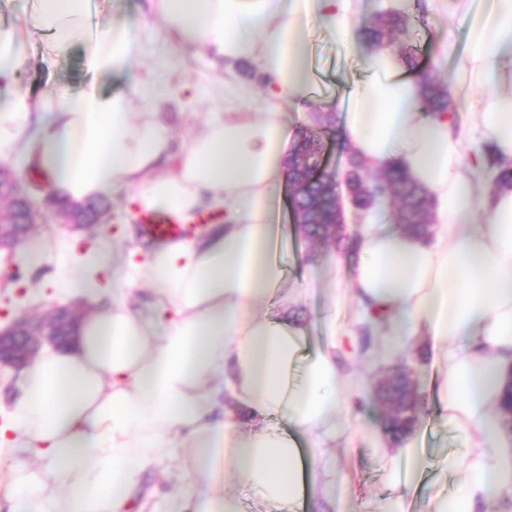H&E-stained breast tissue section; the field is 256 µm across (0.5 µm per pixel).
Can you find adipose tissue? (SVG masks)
I'll return each mask as SVG.
<instances>
[{"label": "adipose tissue", "mask_w": 512, "mask_h": 512, "mask_svg": "<svg viewBox=\"0 0 512 512\" xmlns=\"http://www.w3.org/2000/svg\"><path fill=\"white\" fill-rule=\"evenodd\" d=\"M459 4L466 31L456 71L484 92L466 130L419 112L418 80L389 50L368 55L371 76L344 108L346 145L376 165L400 161L433 194L442 226L431 245L368 226L348 273L393 350L421 334L441 355L437 396L465 440L444 466L464 478L461 495L436 499L434 512L512 498V439L498 414L512 369V189L474 192L476 180L496 174L488 153L512 161V0ZM362 9L363 0H144L136 17L93 29L89 0H32L24 21L48 33L47 54L81 43L93 72L132 80L125 92L91 83L36 109L13 83L28 57L15 34H0V159L39 168L50 193L71 202L123 193L138 213L171 212L184 224L205 207L224 212L198 239L131 250L117 265L92 252L85 274L59 275L64 297L95 300V272L111 269L125 286H150L153 300L143 310L99 308L73 346L44 350L21 370L0 448L36 464H10L1 493L9 512H130L142 473L185 448L194 464L170 470L169 512H240L224 491L228 473L282 512L332 493L323 446L343 425L349 391L336 348L303 356L304 329L269 320L259 303L286 281L275 204L288 178L287 109L309 97L314 80L308 29L321 24L358 49ZM178 48L249 62L266 82L259 89L221 73L193 88L223 109L206 113L170 169L160 109ZM257 97L264 111H248ZM476 212L483 223L456 230ZM242 407L253 420L247 430ZM274 416L288 430L269 427ZM297 430L311 440L309 456Z\"/></svg>", "instance_id": "obj_1"}]
</instances>
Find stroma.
<instances>
[{"label":"stroma","mask_w":512,"mask_h":512,"mask_svg":"<svg viewBox=\"0 0 512 512\" xmlns=\"http://www.w3.org/2000/svg\"><path fill=\"white\" fill-rule=\"evenodd\" d=\"M425 21L414 24L413 42L422 53L418 73L449 85L458 79L454 58L465 46L460 23L458 0H424ZM45 36L31 30L24 34L29 58L27 66L17 72L15 85L26 95L31 107H38L46 91L79 93L87 84L96 83L111 94L127 90L124 77L100 75L86 65L87 48L78 44L61 58L44 52ZM310 61L317 76L305 111L292 115L293 129L310 124L311 112L340 111L345 89L368 76L365 51H347L324 29H314L310 42ZM175 65L186 91L178 92L162 110L175 143H182L188 127L197 125L205 113L220 111L218 102L194 98L190 87L207 83L216 73L230 69L240 78L262 85L261 76L250 63L226 65L208 56L190 58L176 54ZM110 210L104 223L80 230L57 224L52 218L34 225L13 254L0 256V325L15 318L32 320L47 317L60 306L56 292L57 273L61 266L81 271L82 257L103 245L120 249L132 246L149 248L152 239L142 232L139 219L131 217L123 197L109 201ZM276 218L285 228L277 258L288 273V301L272 299L265 305L277 319H288L303 326L306 353H314L327 340L323 319L336 316V363L340 374L351 382L347 408L342 416L348 421L327 448L330 474L344 486L342 498H322L309 505L307 512H385L387 505L401 500L403 512H430L439 496H454L460 491L458 475L444 471L442 461L464 445L459 431L437 413L435 374L438 356L427 337H412L405 349L390 354L380 336L362 333L364 318L361 306L352 293L334 301V284L328 267L340 259L333 242L315 246L300 238L289 211L287 200H280ZM412 372L419 398V423L410 439L426 465L413 471L402 455L401 444L392 442L383 428L384 406L376 396L378 381L400 365Z\"/></svg>","instance_id":"1"}]
</instances>
